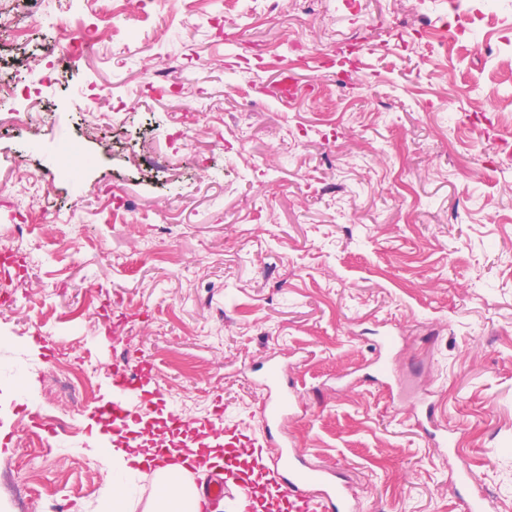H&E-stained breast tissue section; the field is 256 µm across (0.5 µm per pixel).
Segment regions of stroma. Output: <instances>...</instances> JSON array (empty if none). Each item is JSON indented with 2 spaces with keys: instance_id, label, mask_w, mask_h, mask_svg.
Here are the masks:
<instances>
[{
  "instance_id": "obj_1",
  "label": "stroma",
  "mask_w": 512,
  "mask_h": 512,
  "mask_svg": "<svg viewBox=\"0 0 512 512\" xmlns=\"http://www.w3.org/2000/svg\"><path fill=\"white\" fill-rule=\"evenodd\" d=\"M470 5L485 18L449 61L408 24L455 29L452 0H323L312 15L130 0L119 36L62 62L82 0H16L28 36L0 37V69L51 81L39 124L0 122V236L26 227L0 316V472L35 407L66 415V447L38 430L48 461L29 479L41 505L103 512L126 436L93 413L115 359L153 362V420L221 404L248 435L274 359L299 396L280 440L334 468L358 512H461L460 462L490 512H512V0ZM299 39L333 49L307 63ZM288 74L301 94L284 106ZM102 90L116 123L93 128L84 98ZM64 154L72 181L12 192L14 162L52 170ZM382 336L389 389L374 381ZM45 339L92 367L82 399ZM426 406L460 432L456 452L417 427Z\"/></svg>"
}]
</instances>
